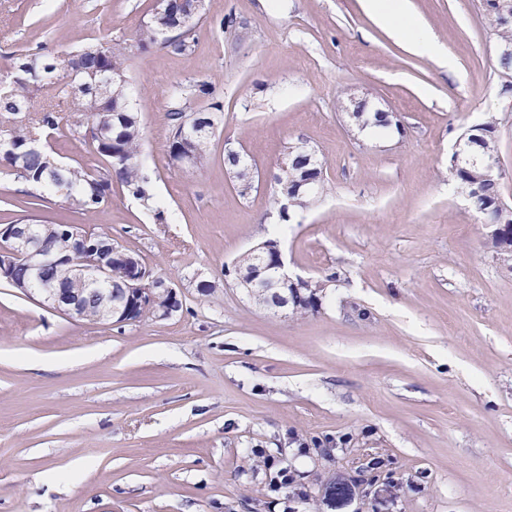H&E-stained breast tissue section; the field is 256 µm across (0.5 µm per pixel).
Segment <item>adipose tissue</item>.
I'll list each match as a JSON object with an SVG mask.
<instances>
[{"mask_svg": "<svg viewBox=\"0 0 512 512\" xmlns=\"http://www.w3.org/2000/svg\"><path fill=\"white\" fill-rule=\"evenodd\" d=\"M365 8L393 36L412 51L431 57L441 51L430 32L417 22L408 20L407 0H364Z\"/></svg>", "mask_w": 512, "mask_h": 512, "instance_id": "1", "label": "adipose tissue"}]
</instances>
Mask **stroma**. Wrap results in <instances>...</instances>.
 I'll use <instances>...</instances> for the list:
<instances>
[{"label": "stroma", "mask_w": 512, "mask_h": 512, "mask_svg": "<svg viewBox=\"0 0 512 512\" xmlns=\"http://www.w3.org/2000/svg\"><path fill=\"white\" fill-rule=\"evenodd\" d=\"M158 2L0 0V80L13 53L131 42ZM408 9L450 67L362 0H203L191 52L158 47L127 73L165 223L117 184L84 215L0 176V223L111 236L181 303L95 323L0 283V512H274L267 457L295 476L292 512H512V253L490 247L450 174L456 142L498 113L512 205V91L482 0ZM195 82L224 118L189 169L169 160L167 91ZM351 94L391 126L363 133L336 107ZM56 109L54 156L105 167ZM299 139L327 187L278 240L290 273L328 282L302 317L255 305L234 273L280 221L278 163ZM229 147L253 167L247 196Z\"/></svg>", "instance_id": "35a3bbf8"}]
</instances>
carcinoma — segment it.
Wrapping results in <instances>:
<instances>
[{"label": "carcinoma", "instance_id": "1", "mask_svg": "<svg viewBox=\"0 0 512 512\" xmlns=\"http://www.w3.org/2000/svg\"><path fill=\"white\" fill-rule=\"evenodd\" d=\"M484 17L494 32L499 46V72L512 74V20L503 21L497 11L498 0H482ZM198 10L196 0H163V4L151 18L141 25L134 37L135 49L124 43L110 47L101 44H85L75 51L64 50L53 55L20 54L10 58L11 81L0 88V115L10 117L0 127V136L10 139L13 150L0 151V173L25 180L37 188L63 191V198L72 207L84 214L91 213L112 194V184L118 183L133 197L152 207L153 194L147 185V178L140 167L142 133L135 112L127 98V70L147 55L155 46H162L177 54L192 50L189 38L181 31L180 23L192 12ZM43 91L47 96L61 98L70 103L71 111L91 122L102 137L93 131L90 134L94 151L109 162V167L94 173L82 166H62L48 150L38 147L31 151L32 141L46 132L54 131L62 121L60 114L50 105L35 106L31 93ZM198 100H205L213 93L207 82L197 83L185 89L175 85L169 90L172 107L167 113L172 129L169 144V158L179 162L189 156L193 161L202 162L215 128L221 122L220 105L209 103L192 113L182 105L186 94ZM499 118L490 113L481 125L480 136L473 151L460 162L457 168H450L451 174L461 189L481 184V194L472 200L475 209L487 221L505 225L500 237L490 239L496 251L512 249V215L501 200V185L484 181V164L497 158L494 135ZM286 169L277 177L280 186L274 204L281 205V199L288 197L292 204L288 210L280 211L284 218L289 211L305 209L322 193L324 180L322 164L314 160L311 147L303 140L290 143L284 156ZM224 163L235 179L241 195H247L252 187L253 171L240 153L229 151ZM13 224H37L45 244L54 252L67 254L72 247L71 228L21 216L11 220ZM133 254L119 249L112 253V283H101V288H112V302L88 300L85 302L81 319L93 322L108 321V309L114 304L127 307L134 313L133 321L147 317H158L170 303L180 305L163 291H156L155 299L144 304L133 302L123 292V284L135 263ZM49 280H61L69 288H85V281L67 269H50L45 272ZM255 290L254 299L263 306L279 308L288 303L291 313L303 316L318 308L322 285L311 280L297 281L292 285L271 290L265 282L251 285Z\"/></svg>", "mask_w": 512, "mask_h": 512}]
</instances>
